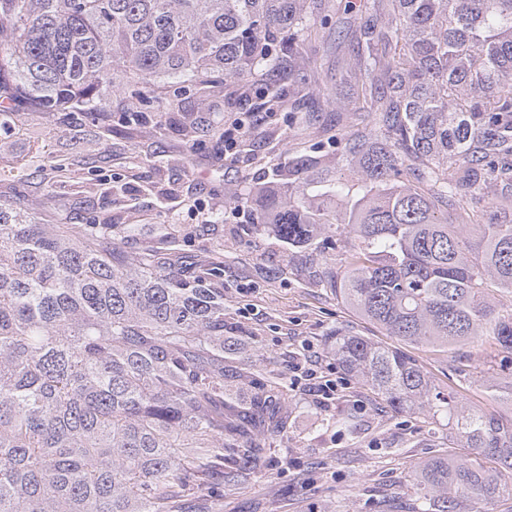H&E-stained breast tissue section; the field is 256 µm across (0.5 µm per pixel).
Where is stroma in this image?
Here are the masks:
<instances>
[{"label":"stroma","mask_w":512,"mask_h":512,"mask_svg":"<svg viewBox=\"0 0 512 512\" xmlns=\"http://www.w3.org/2000/svg\"><path fill=\"white\" fill-rule=\"evenodd\" d=\"M322 21L306 46L310 82L280 80L271 97L264 76L237 83L167 81L164 103L148 91L113 96L105 127L79 112L25 109L0 128V156L23 159L21 176L0 174V197L24 196L45 224H89L111 217L134 225L124 248L156 245L158 224L177 225L188 263L221 256L225 372H248L275 386L288 429L266 443L256 466L214 481L208 512H387L413 492L414 470L448 453V431L381 408L364 383L328 353L342 330L393 345L372 323L304 272L282 271V244L256 232L258 212L234 198L272 180L295 153L335 156V138L372 126L371 112H339L346 60L355 41L343 0H323ZM70 165L56 175L59 161ZM497 353L485 337L445 353L414 350L432 382L460 392L477 410L509 413L482 373Z\"/></svg>","instance_id":"obj_1"}]
</instances>
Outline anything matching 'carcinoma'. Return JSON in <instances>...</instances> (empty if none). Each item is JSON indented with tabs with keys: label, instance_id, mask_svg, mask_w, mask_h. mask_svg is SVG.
<instances>
[{
	"label": "carcinoma",
	"instance_id": "cac0c4a2",
	"mask_svg": "<svg viewBox=\"0 0 512 512\" xmlns=\"http://www.w3.org/2000/svg\"><path fill=\"white\" fill-rule=\"evenodd\" d=\"M322 0H0V125L14 105L106 121L114 81L207 84L303 60ZM347 62L375 126L260 190L284 262L359 316L432 350L490 336L512 352V0H362ZM132 224H36L0 202V512H183L226 465L253 462L286 418L235 375L224 400V283L175 248L123 252ZM341 253L335 266L329 254ZM329 349L397 414L448 427L407 512L512 497V415L438 390L400 347L336 332Z\"/></svg>",
	"mask_w": 512,
	"mask_h": 512
}]
</instances>
